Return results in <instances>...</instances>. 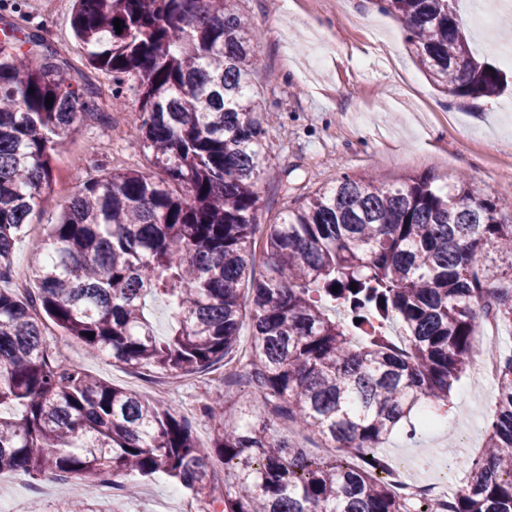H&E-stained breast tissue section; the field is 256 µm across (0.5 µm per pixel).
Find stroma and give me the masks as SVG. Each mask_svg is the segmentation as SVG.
<instances>
[{
    "label": "stroma",
    "mask_w": 512,
    "mask_h": 512,
    "mask_svg": "<svg viewBox=\"0 0 512 512\" xmlns=\"http://www.w3.org/2000/svg\"><path fill=\"white\" fill-rule=\"evenodd\" d=\"M256 23L260 65L252 79L265 105L264 144L270 164L259 185L262 218L298 206L303 195L342 175H368L384 184L412 175L437 183L469 181L479 193L512 200V82L499 95L448 100L409 51L401 23L378 12L373 0H242ZM72 0H12L6 20L43 26L47 38L86 69L85 54L69 19ZM461 16L471 46L491 62L512 44V29L490 16L473 24ZM125 109L84 121L64 138L54 156L58 203L93 168L152 171V158L132 132L138 115L136 90L123 86ZM62 362L149 399L164 397L185 419L195 440L208 444L212 422L202 405L211 396H242L223 370L178 381L115 360L89 355L80 341L55 336ZM496 384L477 385L475 371L455 383L445 418L418 429L415 440L394 432L381 453L389 464L407 462L412 477L439 480L459 474L462 459L479 454ZM188 494L165 475L139 482L125 498V512H183ZM104 486L69 482L45 474L0 475V512H64L70 499L108 500Z\"/></svg>",
    "instance_id": "stroma-1"
}]
</instances>
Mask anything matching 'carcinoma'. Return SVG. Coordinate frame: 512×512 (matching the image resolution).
I'll return each mask as SVG.
<instances>
[{
	"label": "carcinoma",
	"instance_id": "cac0c4a2",
	"mask_svg": "<svg viewBox=\"0 0 512 512\" xmlns=\"http://www.w3.org/2000/svg\"><path fill=\"white\" fill-rule=\"evenodd\" d=\"M240 2L74 0V34L89 66L112 77V106L134 83L136 130L161 174L95 171L36 242V289L0 288V407L14 408L0 414V472L127 495L164 473L220 512H512V355L494 343L485 448L462 463L466 485L449 505L408 509L379 452L418 406H448L473 369L482 309L512 322V203L466 181L345 175L260 223L259 52ZM376 2L448 98L490 97L507 82L470 46L454 0ZM69 70L44 28L0 30V281L12 277L16 239L54 200L56 144L86 117H107L102 86ZM245 285L241 378L338 449L334 459H311L229 396L204 404L213 437L198 444L164 404L59 362L46 334L48 319L92 354L191 376L234 360ZM149 297L172 306L166 336L146 317Z\"/></svg>",
	"mask_w": 512,
	"mask_h": 512
}]
</instances>
